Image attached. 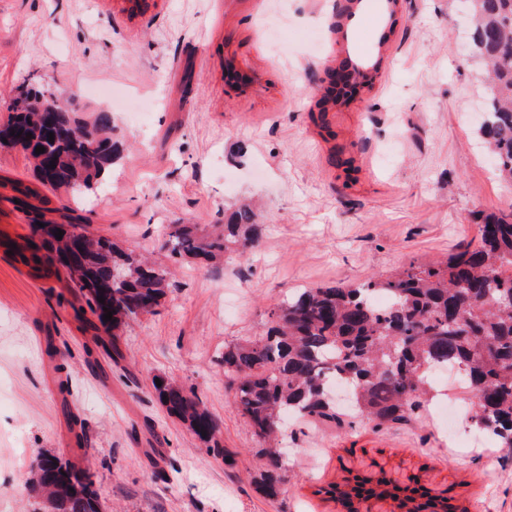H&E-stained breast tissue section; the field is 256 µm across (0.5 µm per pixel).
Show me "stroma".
Instances as JSON below:
<instances>
[{"label":"stroma","instance_id":"35a3bbf8","mask_svg":"<svg viewBox=\"0 0 512 512\" xmlns=\"http://www.w3.org/2000/svg\"><path fill=\"white\" fill-rule=\"evenodd\" d=\"M0 0V124L19 87L50 89L80 117L112 115L119 155L79 209L125 247L158 254L168 224H220L244 200L263 234L215 269L171 262L155 313L112 335L65 278L24 262L31 228L0 187V502L34 512L32 464L88 467L102 512H337L319 495L373 458L423 474L475 512H512V459L487 462L427 412L389 427L290 422L281 493L224 385L225 345L262 333L300 288L355 286L477 242L483 215L512 211L479 127L486 94L461 0ZM285 26L288 50L264 31ZM353 57L378 66L345 105L320 111L313 76ZM245 72L237 84L226 66ZM192 390L223 423L232 464L169 418L152 381ZM495 474H488V465Z\"/></svg>","mask_w":512,"mask_h":512}]
</instances>
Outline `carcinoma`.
<instances>
[{
  "label": "carcinoma",
  "mask_w": 512,
  "mask_h": 512,
  "mask_svg": "<svg viewBox=\"0 0 512 512\" xmlns=\"http://www.w3.org/2000/svg\"><path fill=\"white\" fill-rule=\"evenodd\" d=\"M473 26L474 54L487 68V118L481 133L495 161V173L512 183V0H465ZM45 89L27 88L10 104L0 133L14 127L26 138L24 150L34 161L40 187L65 188L71 196L94 193L113 161L112 117L100 112L91 122L73 109L53 114L38 106ZM72 133L54 136L50 126ZM38 146L45 152L36 154ZM14 195L27 205L44 202L39 187L11 184ZM47 209L31 206V229L39 244L30 261L47 273L64 271L100 324L112 312V354L122 357L120 331L131 319L155 312L165 295L168 271L147 257L97 233L63 204L48 219ZM69 227L82 233L84 252L68 266L61 258L63 240L41 234L40 224ZM478 228V245L465 247L444 261L410 266L357 287L302 288L270 315L267 331L224 347V383L234 391L237 408L258 441L266 468L255 479L268 498L279 493L283 461L276 442L284 418L341 421L327 395L332 382L351 389L354 413L376 422L401 423L437 397L430 371L451 366L463 371L459 391L470 405L475 429L496 448L512 449V213L488 214ZM261 236L254 211L241 206L222 224H169L163 244L170 255L216 264L230 253L241 257ZM388 298L386 307L376 298ZM104 302H99V298ZM160 405L210 450L219 447L221 423L182 384L161 379L153 386ZM483 393L485 401L473 398ZM36 490L53 501V512H101L100 495L90 473L61 459L56 466L34 474ZM78 491L60 494L63 486ZM346 510L355 503L369 508L391 502L397 512H468L451 503L448 492L437 493L416 473L387 472L376 461L348 471L341 483L317 490Z\"/></svg>",
  "instance_id": "obj_1"
}]
</instances>
